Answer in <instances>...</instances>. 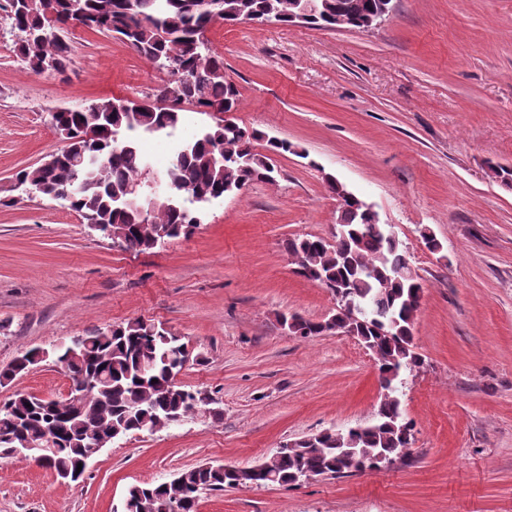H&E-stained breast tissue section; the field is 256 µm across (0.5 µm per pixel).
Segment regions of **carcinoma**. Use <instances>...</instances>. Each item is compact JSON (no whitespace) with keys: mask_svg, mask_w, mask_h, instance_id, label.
Masks as SVG:
<instances>
[{"mask_svg":"<svg viewBox=\"0 0 512 512\" xmlns=\"http://www.w3.org/2000/svg\"><path fill=\"white\" fill-rule=\"evenodd\" d=\"M19 0H4L20 33L22 60L32 71L51 59L62 73L72 51L63 39L47 44L25 39L26 30L78 20L89 30L115 36L154 65L178 64L179 80L171 96L158 105L141 100L123 108L112 100H91L55 114V131L67 142L54 165L23 169L16 178L36 193L57 198L86 223L98 225L105 237L124 232L125 247L138 251L155 248L162 240L188 236L200 223L198 206L241 190L254 181L272 179L271 159L255 152V133L233 121L220 119L199 137L179 145L164 172L170 186L164 195L152 187L151 171L137 140H118L120 131L173 132L181 122L182 106L192 103L207 113L215 108L235 112L239 91L224 75V59L206 37L215 22L263 25L297 22L300 0H53L46 10L42 0L16 7ZM316 9L303 24L325 29L359 30L368 17L392 11V0H315ZM112 135H90L91 127ZM331 189L344 198L336 220L334 242L306 237L288 242L297 272L341 294L364 311L361 321L337 319L338 329L358 338L379 363V377L389 379L421 366L415 351L412 326L423 292L411 271L403 245L392 231H380L360 200L334 177ZM129 189L143 190L152 200L149 222L139 219L121 203ZM288 329L303 338L320 336L326 329L298 316L284 319ZM85 353L74 356L70 346L56 348V363L72 377L87 380L94 406L82 413L65 402L42 400L16 392L0 403V458L30 439L47 447L38 449L41 465L55 475L72 473L96 452L94 440L106 430L127 436L154 432L194 416L208 403L201 391L176 386L172 374L183 369L185 344L164 328L143 319L96 329L83 337ZM32 349L0 368V386L39 361ZM413 424L406 420L395 392L382 397L374 422L347 430L325 431L310 444L297 442L264 461L254 486L293 485L307 473L339 476L361 471L382 456L393 462L410 456ZM236 487V477L224 465H199L182 470L169 482L132 483L125 490L122 512H186L205 491Z\"/></svg>","mask_w":512,"mask_h":512,"instance_id":"carcinoma-1","label":"carcinoma"}]
</instances>
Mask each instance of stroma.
<instances>
[{
    "label": "stroma",
    "mask_w": 512,
    "mask_h": 512,
    "mask_svg": "<svg viewBox=\"0 0 512 512\" xmlns=\"http://www.w3.org/2000/svg\"><path fill=\"white\" fill-rule=\"evenodd\" d=\"M207 37L239 90L234 120L292 151L275 178L201 205L194 233L141 252L104 237L62 202L14 197L16 173L63 148L59 107L140 100L165 76L122 41L71 28L64 73L16 57L0 11V367L135 318L163 326L190 357L178 377L206 412L127 436L67 484L0 459V512H119L128 484L200 464L251 466L304 436L370 423L382 389L356 338L288 334L280 317L321 321L331 292L300 276L285 245L331 239L335 177L402 242L423 293L400 407L414 426L405 462L297 485L203 492L198 512H512V0H393L373 31L215 23ZM211 122L184 105L174 137L141 138L155 172ZM442 249L430 252L422 230ZM51 362L10 385L61 397Z\"/></svg>",
    "instance_id": "35a3bbf8"
}]
</instances>
